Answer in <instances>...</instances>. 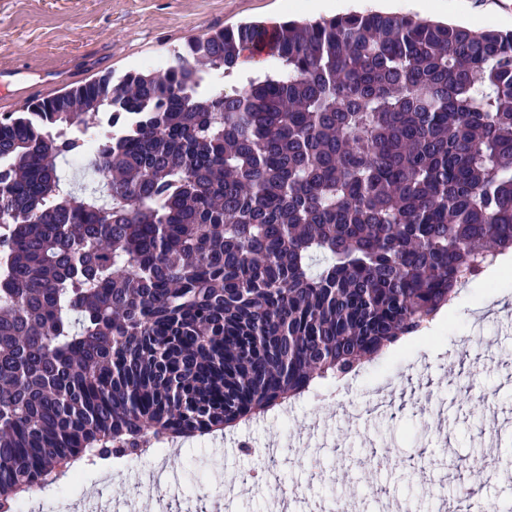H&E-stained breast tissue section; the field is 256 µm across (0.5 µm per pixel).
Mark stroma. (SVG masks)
Instances as JSON below:
<instances>
[{
	"instance_id": "1",
	"label": "stroma",
	"mask_w": 512,
	"mask_h": 512,
	"mask_svg": "<svg viewBox=\"0 0 512 512\" xmlns=\"http://www.w3.org/2000/svg\"><path fill=\"white\" fill-rule=\"evenodd\" d=\"M452 22L512 29V0H463ZM277 0H0V67H21L29 83L46 71L65 69L95 77L123 74L146 63L166 62L188 37L245 21H284ZM111 30L104 45L102 30ZM488 315L475 327L470 307L459 306L441 338L369 364L365 374L333 398L298 400L242 426L254 447L277 438L294 467L278 468L281 482L307 484L317 505L348 500L357 512H381L390 500H406L413 512H437L455 496L454 476L470 477L473 459L497 456L512 468V280L486 289ZM484 336L487 351L462 349L466 337ZM395 380L389 413L364 415L351 425L341 405L360 406L373 387ZM179 500H164L165 512H180L182 496L199 482L224 494L261 458L225 448L219 438L180 441L169 460ZM153 465L132 459L112 468L90 465L84 476L36 501L43 512L70 503L83 512L105 486L106 499H127L132 485Z\"/></svg>"
}]
</instances>
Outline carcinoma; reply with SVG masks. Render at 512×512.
Segmentation results:
<instances>
[{"label": "carcinoma", "mask_w": 512, "mask_h": 512, "mask_svg": "<svg viewBox=\"0 0 512 512\" xmlns=\"http://www.w3.org/2000/svg\"><path fill=\"white\" fill-rule=\"evenodd\" d=\"M261 23L0 117V508L398 349L512 249V32ZM224 74V86L212 84ZM134 117L75 191L68 133Z\"/></svg>", "instance_id": "carcinoma-1"}]
</instances>
